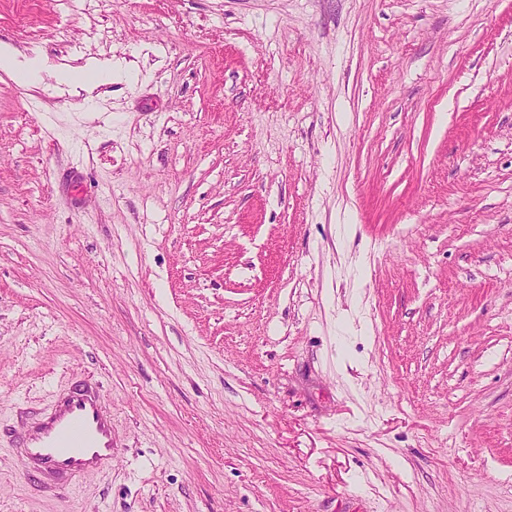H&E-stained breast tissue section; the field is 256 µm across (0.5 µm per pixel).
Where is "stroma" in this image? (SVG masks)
Returning <instances> with one entry per match:
<instances>
[{"mask_svg": "<svg viewBox=\"0 0 512 512\" xmlns=\"http://www.w3.org/2000/svg\"><path fill=\"white\" fill-rule=\"evenodd\" d=\"M0 512H512V0H0ZM108 85L58 82L88 60ZM88 377L111 469L11 439ZM44 66L38 55L21 56L9 45L0 43V70L22 83H33Z\"/></svg>", "mask_w": 512, "mask_h": 512, "instance_id": "1", "label": "stroma"}]
</instances>
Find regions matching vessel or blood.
<instances>
[{
  "label": "vessel or blood",
  "instance_id": "vessel-or-blood-1",
  "mask_svg": "<svg viewBox=\"0 0 512 512\" xmlns=\"http://www.w3.org/2000/svg\"><path fill=\"white\" fill-rule=\"evenodd\" d=\"M16 456L37 489L56 496L112 463V417L97 387L75 384L46 409L27 413L13 437Z\"/></svg>",
  "mask_w": 512,
  "mask_h": 512
}]
</instances>
